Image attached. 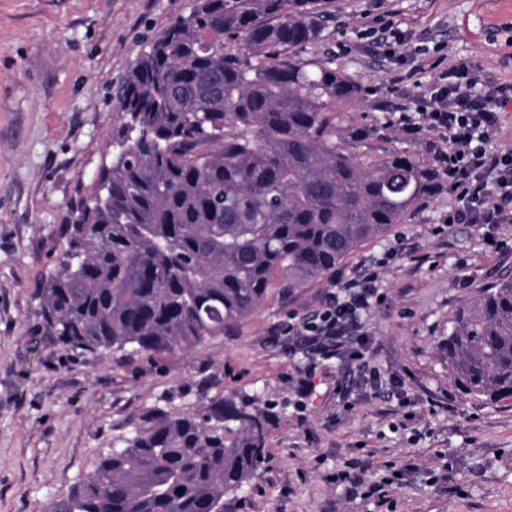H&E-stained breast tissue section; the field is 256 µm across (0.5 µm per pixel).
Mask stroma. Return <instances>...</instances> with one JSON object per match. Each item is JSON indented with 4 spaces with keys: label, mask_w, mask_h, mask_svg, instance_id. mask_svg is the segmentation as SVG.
I'll return each mask as SVG.
<instances>
[{
    "label": "stroma",
    "mask_w": 512,
    "mask_h": 512,
    "mask_svg": "<svg viewBox=\"0 0 512 512\" xmlns=\"http://www.w3.org/2000/svg\"><path fill=\"white\" fill-rule=\"evenodd\" d=\"M193 0H0V512L63 499L97 456L150 408L187 410L232 391L287 402L266 462L224 512H512V403L458 392L441 344L456 309L512 278V224L443 222L449 194L365 242L337 268L376 264L379 300L364 362L322 358L275 335L319 310L335 279L270 294L232 334L161 355L70 349L39 311L60 234L112 161L131 64ZM326 18L304 62L367 89L348 125L375 127L356 155L372 161L437 133L407 135L392 112H416L440 72L470 62L487 87H512V0H318ZM409 37L391 57L365 37L368 18ZM420 64L416 82L403 81ZM498 247H489L487 235ZM361 484L338 481L340 471Z\"/></svg>",
    "instance_id": "obj_1"
}]
</instances>
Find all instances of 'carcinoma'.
Returning <instances> with one entry per match:
<instances>
[{
	"label": "carcinoma",
	"instance_id": "cac0c4a2",
	"mask_svg": "<svg viewBox=\"0 0 512 512\" xmlns=\"http://www.w3.org/2000/svg\"><path fill=\"white\" fill-rule=\"evenodd\" d=\"M314 0H194L120 86L111 165L61 229L40 287L69 347L150 354L233 333L271 289L332 273L363 243L447 190L420 149L361 162L340 107L365 90L296 57L318 41ZM443 348L456 389L512 401V279L480 290ZM278 404L231 392L152 408L42 512H224L255 477Z\"/></svg>",
	"mask_w": 512,
	"mask_h": 512
}]
</instances>
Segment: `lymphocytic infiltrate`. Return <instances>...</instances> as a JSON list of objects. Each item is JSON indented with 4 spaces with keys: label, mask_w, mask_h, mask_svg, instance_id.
I'll use <instances>...</instances> for the list:
<instances>
[{
    "label": "lymphocytic infiltrate",
    "mask_w": 512,
    "mask_h": 512,
    "mask_svg": "<svg viewBox=\"0 0 512 512\" xmlns=\"http://www.w3.org/2000/svg\"><path fill=\"white\" fill-rule=\"evenodd\" d=\"M439 88L421 111L402 112L395 122L408 135L442 133L448 144L438 161L457 204L451 224H512V152H493L497 110L505 90L479 91L474 67L459 62L438 77ZM378 269L369 265L356 276L340 278L321 310L281 327L310 354H348L361 360L368 343L366 317L377 300Z\"/></svg>",
    "instance_id": "obj_1"
}]
</instances>
